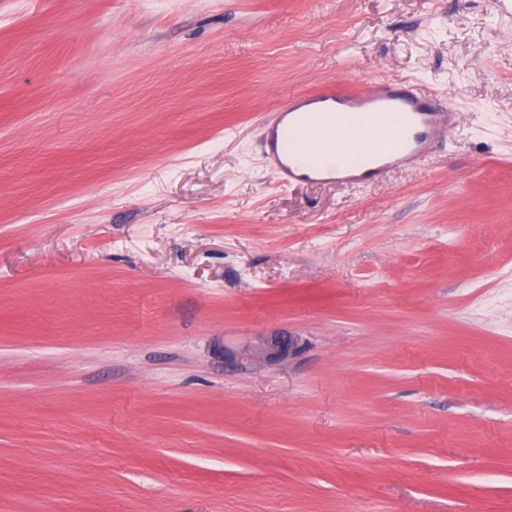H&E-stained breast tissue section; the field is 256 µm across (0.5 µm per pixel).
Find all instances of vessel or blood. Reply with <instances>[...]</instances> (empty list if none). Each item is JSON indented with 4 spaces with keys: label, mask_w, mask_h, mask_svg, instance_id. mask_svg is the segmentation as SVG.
Listing matches in <instances>:
<instances>
[{
    "label": "vessel or blood",
    "mask_w": 512,
    "mask_h": 512,
    "mask_svg": "<svg viewBox=\"0 0 512 512\" xmlns=\"http://www.w3.org/2000/svg\"><path fill=\"white\" fill-rule=\"evenodd\" d=\"M339 121L350 138L321 148L320 139ZM453 123L452 112L437 111L426 96L390 79L349 93L330 87L299 95L268 126L264 146L282 184L332 181L340 170L348 182L362 183L426 163L434 140Z\"/></svg>",
    "instance_id": "1"
}]
</instances>
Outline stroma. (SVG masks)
I'll list each match as a JSON object with an SVG mask.
<instances>
[{
    "instance_id": "obj_1",
    "label": "stroma",
    "mask_w": 512,
    "mask_h": 512,
    "mask_svg": "<svg viewBox=\"0 0 512 512\" xmlns=\"http://www.w3.org/2000/svg\"><path fill=\"white\" fill-rule=\"evenodd\" d=\"M386 78L429 162L282 185ZM0 512H512V0H0ZM336 120L347 125L349 138L337 147L322 149L318 141ZM391 120L402 122L408 133L384 149L356 135L368 124ZM453 123L449 107L448 112H437L426 96L409 89L406 82L390 79L349 93L330 87L299 95L268 126L264 146L283 185L333 180L362 183L400 166L425 164L434 140L449 132ZM327 155L336 159L335 165L324 164ZM339 170L348 174L337 178ZM303 345L299 337L285 333L257 336L253 341L236 347L224 344V359L243 364L259 363L274 365L297 356Z\"/></svg>"
}]
</instances>
